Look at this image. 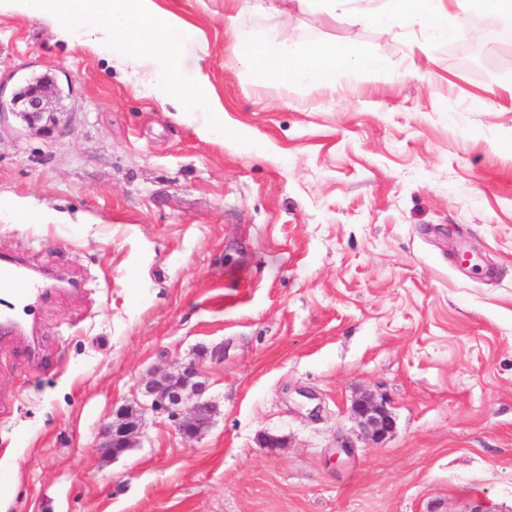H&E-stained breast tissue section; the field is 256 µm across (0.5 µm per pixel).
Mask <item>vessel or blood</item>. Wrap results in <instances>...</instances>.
<instances>
[{
	"instance_id": "b4317fda",
	"label": "vessel or blood",
	"mask_w": 512,
	"mask_h": 512,
	"mask_svg": "<svg viewBox=\"0 0 512 512\" xmlns=\"http://www.w3.org/2000/svg\"><path fill=\"white\" fill-rule=\"evenodd\" d=\"M55 296L47 276L33 273L24 258L0 256V342L26 334L30 329L26 314Z\"/></svg>"
}]
</instances>
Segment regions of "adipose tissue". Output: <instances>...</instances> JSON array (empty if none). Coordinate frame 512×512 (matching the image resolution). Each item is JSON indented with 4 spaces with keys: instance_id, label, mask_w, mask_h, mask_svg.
<instances>
[{
    "instance_id": "ef3b65f1",
    "label": "adipose tissue",
    "mask_w": 512,
    "mask_h": 512,
    "mask_svg": "<svg viewBox=\"0 0 512 512\" xmlns=\"http://www.w3.org/2000/svg\"><path fill=\"white\" fill-rule=\"evenodd\" d=\"M224 25L233 44L238 68L259 72L265 90L274 91L307 83L334 85L343 71L378 68L377 57L319 41L278 38L295 12L313 19L340 17L350 27H379L389 32L412 30L428 41L448 38L472 17L495 26L512 20V0H225ZM269 19L261 30H244L236 20L243 11Z\"/></svg>"
}]
</instances>
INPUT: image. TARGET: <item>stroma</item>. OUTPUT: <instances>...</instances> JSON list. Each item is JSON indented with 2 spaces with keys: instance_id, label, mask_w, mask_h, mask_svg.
<instances>
[{
  "instance_id": "1",
  "label": "stroma",
  "mask_w": 512,
  "mask_h": 512,
  "mask_svg": "<svg viewBox=\"0 0 512 512\" xmlns=\"http://www.w3.org/2000/svg\"><path fill=\"white\" fill-rule=\"evenodd\" d=\"M224 2L158 0L207 46L211 138L89 37L0 14V95L70 89L50 133L0 116V252L78 283L0 346L6 512H512V46L298 14L382 65L282 101L233 66ZM163 362L219 408L197 438L145 408ZM121 407L144 415L113 457ZM355 412L360 419L362 430L375 441L384 439L392 430L394 422L391 414L370 397L364 396L355 404ZM140 427L141 416L119 409L116 412V418L107 423L101 431L102 436L106 439L103 447L113 457L120 455L128 448L133 447V438L139 432Z\"/></svg>"
}]
</instances>
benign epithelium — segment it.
<instances>
[{"instance_id":"obj_1","label":"benign epithelium","mask_w":512,"mask_h":512,"mask_svg":"<svg viewBox=\"0 0 512 512\" xmlns=\"http://www.w3.org/2000/svg\"><path fill=\"white\" fill-rule=\"evenodd\" d=\"M12 105L19 109L16 116L30 128L40 122L57 124L56 95L48 85L34 82L28 85L21 97L11 99ZM197 371L185 366L171 371L164 363L155 367L151 377L145 383V394L150 397L148 408L154 412L168 414L178 432L195 438L208 427L217 413V407L203 399L206 384L196 380ZM192 399L194 403L188 413H182L180 406ZM355 412L360 419L362 430L373 440L384 439L392 430L394 422L391 414L373 399L365 396L355 404ZM141 427V417L120 409L116 418L106 424L101 434L105 438L103 447L112 456H118L133 447V438Z\"/></svg>"}]
</instances>
